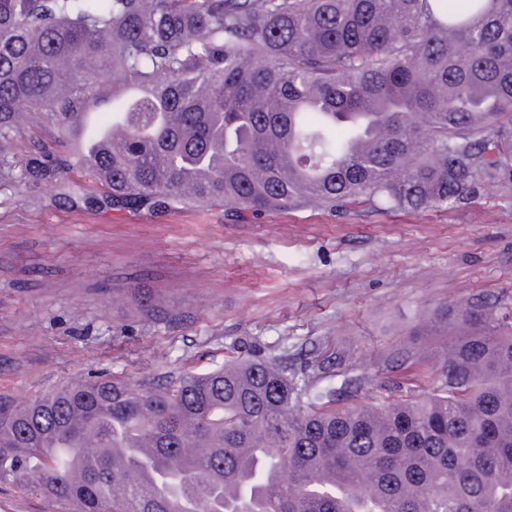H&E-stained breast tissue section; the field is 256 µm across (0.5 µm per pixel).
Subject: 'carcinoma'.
I'll return each mask as SVG.
<instances>
[{
    "instance_id": "1",
    "label": "carcinoma",
    "mask_w": 512,
    "mask_h": 512,
    "mask_svg": "<svg viewBox=\"0 0 512 512\" xmlns=\"http://www.w3.org/2000/svg\"><path fill=\"white\" fill-rule=\"evenodd\" d=\"M104 81L137 96L91 158L97 204L416 212L512 178V0H0V163L29 113L65 131ZM427 326L452 335L436 385L357 406L358 380L277 355L0 399V484L67 512L194 486L188 512H512V322L471 298ZM251 450L280 478L260 509Z\"/></svg>"
}]
</instances>
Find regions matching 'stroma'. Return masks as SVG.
<instances>
[{
    "label": "stroma",
    "instance_id": "35a3bbf8",
    "mask_svg": "<svg viewBox=\"0 0 512 512\" xmlns=\"http://www.w3.org/2000/svg\"><path fill=\"white\" fill-rule=\"evenodd\" d=\"M13 137L0 167V397L98 377L162 384L232 356L276 354L303 372L315 353L360 379L345 404L406 396L437 361L385 360L434 346L432 309L512 297V181L419 213L91 208L101 188L63 168L70 135L48 113ZM36 153L46 166L31 176ZM142 297L163 310L142 315Z\"/></svg>",
    "mask_w": 512,
    "mask_h": 512
}]
</instances>
